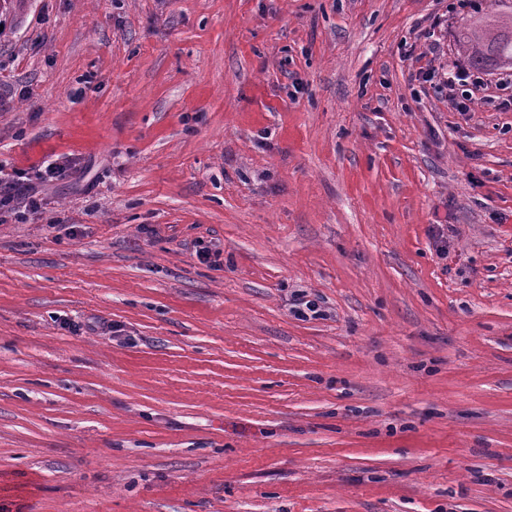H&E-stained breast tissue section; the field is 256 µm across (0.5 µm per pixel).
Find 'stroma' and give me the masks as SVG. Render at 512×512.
<instances>
[{
  "instance_id": "stroma-1",
  "label": "stroma",
  "mask_w": 512,
  "mask_h": 512,
  "mask_svg": "<svg viewBox=\"0 0 512 512\" xmlns=\"http://www.w3.org/2000/svg\"><path fill=\"white\" fill-rule=\"evenodd\" d=\"M471 2L0 14V164L71 163L0 222V512H512V110L417 78Z\"/></svg>"
}]
</instances>
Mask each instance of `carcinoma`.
<instances>
[{"instance_id": "obj_1", "label": "carcinoma", "mask_w": 512, "mask_h": 512, "mask_svg": "<svg viewBox=\"0 0 512 512\" xmlns=\"http://www.w3.org/2000/svg\"><path fill=\"white\" fill-rule=\"evenodd\" d=\"M511 25L512 15L495 24L466 26L458 35V47L478 69L512 66V33H506Z\"/></svg>"}]
</instances>
